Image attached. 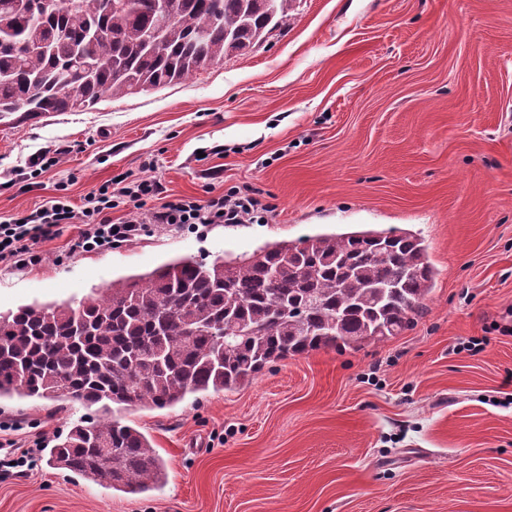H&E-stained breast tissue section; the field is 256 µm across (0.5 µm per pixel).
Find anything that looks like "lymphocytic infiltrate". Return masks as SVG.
Masks as SVG:
<instances>
[{"instance_id": "lymphocytic-infiltrate-1", "label": "lymphocytic infiltrate", "mask_w": 512, "mask_h": 512, "mask_svg": "<svg viewBox=\"0 0 512 512\" xmlns=\"http://www.w3.org/2000/svg\"><path fill=\"white\" fill-rule=\"evenodd\" d=\"M144 175L125 179L112 187L90 193L83 208H75L67 197L58 196L30 214L0 223V265L22 269L40 263L33 250L38 240L53 238L60 225L78 224L82 230L73 249L103 252L145 234L150 225L166 228L192 224H245L262 219L270 205L262 203L250 188L229 191L201 202L192 198L171 200L159 210L145 212L147 200L164 191L152 177L151 163H144ZM124 211L120 222H113L112 211Z\"/></svg>"}]
</instances>
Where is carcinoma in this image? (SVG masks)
Returning <instances> with one entry per match:
<instances>
[{
    "label": "carcinoma",
    "instance_id": "carcinoma-1",
    "mask_svg": "<svg viewBox=\"0 0 512 512\" xmlns=\"http://www.w3.org/2000/svg\"><path fill=\"white\" fill-rule=\"evenodd\" d=\"M0 0V125L82 112L103 96L160 88L245 55L288 27L293 0ZM158 32L162 47L147 42ZM435 271L405 231L268 243L244 258L180 257L78 301L0 314V399L98 406L50 461L96 485L142 493L166 478L149 438L114 407L163 409L240 387L272 363L358 350L401 334ZM112 453L92 464L90 449Z\"/></svg>",
    "mask_w": 512,
    "mask_h": 512
}]
</instances>
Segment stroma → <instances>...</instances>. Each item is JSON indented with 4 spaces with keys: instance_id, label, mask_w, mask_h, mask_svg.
<instances>
[{
    "instance_id": "1",
    "label": "stroma",
    "mask_w": 512,
    "mask_h": 512,
    "mask_svg": "<svg viewBox=\"0 0 512 512\" xmlns=\"http://www.w3.org/2000/svg\"><path fill=\"white\" fill-rule=\"evenodd\" d=\"M223 154H215V146ZM59 149L35 174L32 155ZM154 162L169 198L249 186V224L152 228L102 253L80 227L0 267V312L79 301L179 256L213 260L318 233L409 231L437 275L425 311L364 349L320 350L242 387L119 417L153 442L165 483L124 493L51 467L0 477V512H512V0H295L284 31L177 83L83 112L0 125V222L75 206ZM485 339L482 352L455 353ZM12 397L0 420L44 440L95 417Z\"/></svg>"
}]
</instances>
